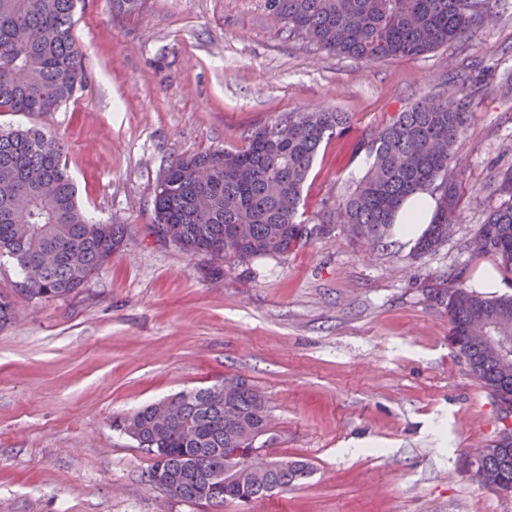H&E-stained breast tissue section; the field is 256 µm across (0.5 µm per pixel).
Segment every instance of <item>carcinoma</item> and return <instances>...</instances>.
<instances>
[{"instance_id":"1","label":"carcinoma","mask_w":512,"mask_h":512,"mask_svg":"<svg viewBox=\"0 0 512 512\" xmlns=\"http://www.w3.org/2000/svg\"><path fill=\"white\" fill-rule=\"evenodd\" d=\"M79 0H0V112L48 113L83 87V54L74 36ZM500 0H264L288 35L328 53L373 61L421 55L469 36L497 13ZM470 120L466 97L414 102L362 141L372 162L353 192L318 224L302 220L303 187L324 139L343 129L344 112H290L252 131L237 150L196 153L172 160L158 181L154 228L185 251L224 258V239L238 234V260L283 255L332 224L384 243L396 231L402 203L417 193L437 196L432 222L416 239L425 256L448 242L458 222L460 185L450 165ZM59 141L40 129L0 130V255L18 272L33 262L37 277L24 291L32 298H68L91 280L120 248L127 225L99 231L78 205ZM504 198L474 235L475 257L494 254L512 269V170L487 185ZM457 352L512 412V294L473 288L441 294ZM176 418L161 423L147 405L113 426L153 454L152 468L172 473L180 501L222 507L272 495V486L307 479L306 459L288 467L248 472L224 485V449L236 447L225 413L237 428L267 443L265 396L245 386L232 406L216 387L174 395ZM475 474L483 485L512 493V428L479 448Z\"/></svg>"}]
</instances>
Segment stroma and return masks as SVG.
I'll return each mask as SVG.
<instances>
[{
	"mask_svg": "<svg viewBox=\"0 0 512 512\" xmlns=\"http://www.w3.org/2000/svg\"><path fill=\"white\" fill-rule=\"evenodd\" d=\"M75 37L84 88L59 111L0 112L64 145L80 205L129 234L77 295L30 298L0 257L15 321L0 329V512H214L150 485L154 459L112 422L167 396L243 378L267 398V452L305 459L303 484L224 512H512L472 451L512 426L452 344L435 292L512 294V271L467 246L512 167V0L468 38L415 57L361 61L287 35L263 0H145L118 16L85 0ZM471 94L452 174L448 243L413 255L336 225L274 258L216 260L159 240L154 190L171 160L244 146L288 112H344L303 189L319 223L369 164L359 143L407 105Z\"/></svg>",
	"mask_w": 512,
	"mask_h": 512,
	"instance_id": "obj_1",
	"label": "stroma"
}]
</instances>
